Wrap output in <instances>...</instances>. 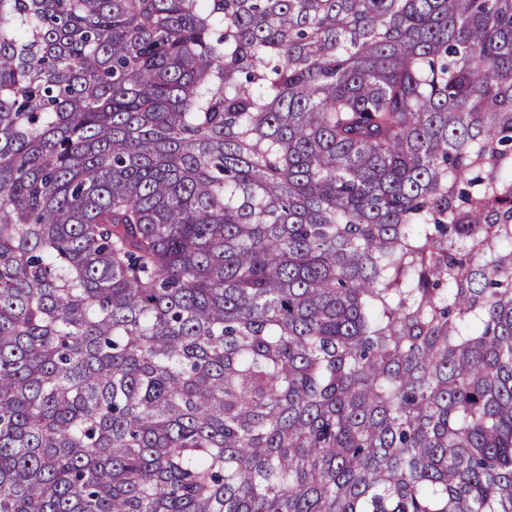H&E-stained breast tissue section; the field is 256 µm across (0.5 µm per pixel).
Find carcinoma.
<instances>
[{"label":"carcinoma","instance_id":"obj_1","mask_svg":"<svg viewBox=\"0 0 512 512\" xmlns=\"http://www.w3.org/2000/svg\"><path fill=\"white\" fill-rule=\"evenodd\" d=\"M0 512H512V0H0Z\"/></svg>","mask_w":512,"mask_h":512}]
</instances>
